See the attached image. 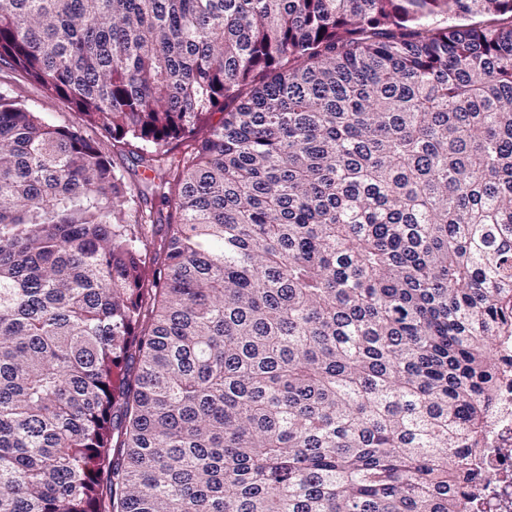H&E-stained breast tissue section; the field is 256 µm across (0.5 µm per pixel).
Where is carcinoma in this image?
I'll use <instances>...</instances> for the list:
<instances>
[{
    "label": "carcinoma",
    "mask_w": 512,
    "mask_h": 512,
    "mask_svg": "<svg viewBox=\"0 0 512 512\" xmlns=\"http://www.w3.org/2000/svg\"><path fill=\"white\" fill-rule=\"evenodd\" d=\"M0 66L152 173L0 90V512H468L512 0H0Z\"/></svg>",
    "instance_id": "carcinoma-1"
}]
</instances>
